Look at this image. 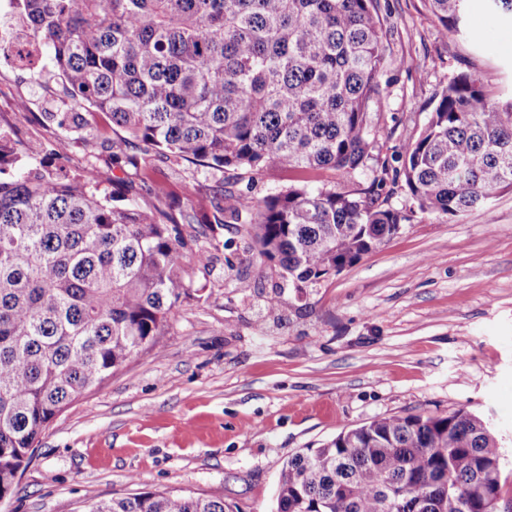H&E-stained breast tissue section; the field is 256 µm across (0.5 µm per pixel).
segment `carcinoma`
<instances>
[{"mask_svg": "<svg viewBox=\"0 0 512 512\" xmlns=\"http://www.w3.org/2000/svg\"><path fill=\"white\" fill-rule=\"evenodd\" d=\"M88 131L91 107L165 158L260 174L285 168L346 180L369 168L386 48L376 0H14ZM471 0H428L446 38ZM430 118L364 189L293 187L187 196L179 217L121 203L136 155L69 174L0 129V500L43 429L153 345L189 295L180 224L244 226L278 277L316 284L353 266L417 214L455 217L512 190V100L462 72ZM404 178L412 205L388 204ZM502 451L485 422L448 414L374 419L288 459L276 512H498ZM83 512H229L224 497L143 491Z\"/></svg>", "mask_w": 512, "mask_h": 512, "instance_id": "carcinoma-1", "label": "carcinoma"}]
</instances>
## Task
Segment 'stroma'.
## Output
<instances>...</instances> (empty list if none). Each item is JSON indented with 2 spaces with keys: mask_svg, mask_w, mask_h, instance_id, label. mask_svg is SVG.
Here are the masks:
<instances>
[{
  "mask_svg": "<svg viewBox=\"0 0 512 512\" xmlns=\"http://www.w3.org/2000/svg\"><path fill=\"white\" fill-rule=\"evenodd\" d=\"M390 84L371 105L375 150L390 157L427 123L433 93L458 73L512 100V17L473 0L477 41L440 35L425 0H377ZM409 69L397 68L401 59ZM71 105L50 54L21 69L0 57V128L76 174L112 164L121 133L92 117L79 136L47 121ZM211 205L243 188L239 171L149 156L128 172L127 203L156 205L150 185ZM191 295L155 345L60 412L0 512H80L84 499L143 491L223 495L232 512H275L289 459L343 429L409 413L464 408L503 448L501 500L512 504V191L458 217L415 218L352 267L297 294L245 253L184 226ZM253 288L241 293L239 279ZM278 311L268 312L270 298Z\"/></svg>",
  "mask_w": 512,
  "mask_h": 512,
  "instance_id": "1",
  "label": "stroma"
}]
</instances>
